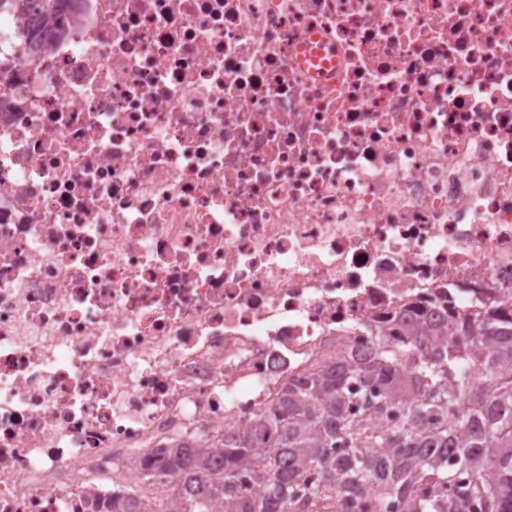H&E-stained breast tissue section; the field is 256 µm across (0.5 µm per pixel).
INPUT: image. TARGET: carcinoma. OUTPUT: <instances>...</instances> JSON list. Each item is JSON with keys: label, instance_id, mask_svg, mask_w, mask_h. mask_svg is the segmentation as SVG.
<instances>
[{"label": "carcinoma", "instance_id": "cac0c4a2", "mask_svg": "<svg viewBox=\"0 0 512 512\" xmlns=\"http://www.w3.org/2000/svg\"><path fill=\"white\" fill-rule=\"evenodd\" d=\"M61 0H0V12L52 17ZM392 329L413 342L442 329L425 316ZM478 364L481 376L460 364ZM401 408L385 428L372 415ZM220 449L177 441L155 453L151 477L174 483L170 512H512V319L506 311H448L442 350L393 346L288 380ZM306 472L318 480L303 482ZM257 485L256 494L246 492ZM112 497L94 512H133Z\"/></svg>", "mask_w": 512, "mask_h": 512}]
</instances>
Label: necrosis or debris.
Wrapping results in <instances>:
<instances>
[{
  "label": "necrosis or debris",
  "mask_w": 512,
  "mask_h": 512,
  "mask_svg": "<svg viewBox=\"0 0 512 512\" xmlns=\"http://www.w3.org/2000/svg\"><path fill=\"white\" fill-rule=\"evenodd\" d=\"M0 55V512L135 491L434 295L512 312V0H63Z\"/></svg>",
  "instance_id": "4bbe7bcc"
}]
</instances>
